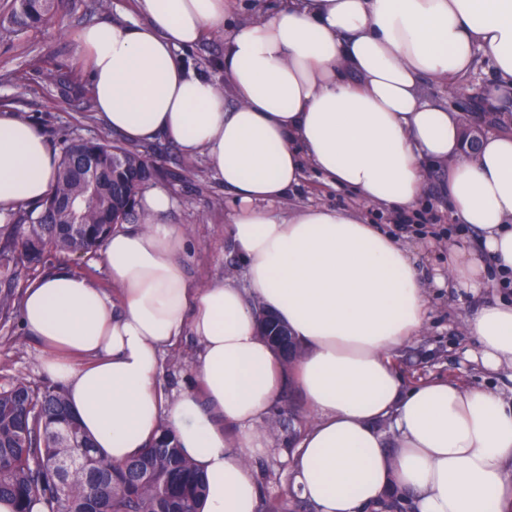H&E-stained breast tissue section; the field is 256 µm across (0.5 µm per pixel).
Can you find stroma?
I'll return each mask as SVG.
<instances>
[{
  "instance_id": "1",
  "label": "stroma",
  "mask_w": 512,
  "mask_h": 512,
  "mask_svg": "<svg viewBox=\"0 0 512 512\" xmlns=\"http://www.w3.org/2000/svg\"><path fill=\"white\" fill-rule=\"evenodd\" d=\"M106 6L93 10V0H68L61 13L62 24L38 30H14L5 24L11 0H0V110L17 113L37 124L55 151H62L73 139H109L113 132L97 118L94 104L83 108L71 107L57 97L45 80L46 70L64 66L87 81L88 76L76 55L74 33L84 25L131 16V0H105ZM224 54V37L216 34L204 40L197 48L182 52L181 60L196 73L223 81L224 74L216 63ZM486 81L484 71H477L469 79L441 84L426 81L427 93L438 96L456 109L464 123L474 121V105L481 99ZM147 148L165 176L163 185L178 198L176 208L169 214V223L181 227L193 246L187 265L188 276L205 283L226 275L241 277L235 268L232 247L226 235L230 222L232 195L208 172L203 159H194L190 170H183L184 158L178 148L164 140L148 143ZM447 179L442 172L428 175L426 207L434 217L433 223L420 224L403 231L401 240L412 248L419 267L426 277H433L445 268L450 244L475 240L473 231L458 232L457 224L448 211ZM321 203L339 208L355 206V198L346 191L324 184L322 177L307 172L300 187L289 195L282 206L291 213L307 204ZM67 262L73 269L89 275L100 285H108L104 265L95 255H45L42 261L23 274L19 287L40 277L54 264ZM512 296V289L485 288L472 295L454 288H432L428 291V323L417 342L401 350L396 364L405 386L444 377L473 388L494 391L507 400L512 399V369L499 372L485 371L477 359L479 344L467 329L465 314L477 302ZM196 353L193 342H185L178 349L166 353L159 370L158 381L168 389H177L192 379V359ZM42 351L23 332L18 316L0 319V387L15 377H25L38 386L47 385L41 369ZM311 419L306 400L296 386H288L260 426L269 436V443L252 460L265 500L277 501L279 512H292L296 501L291 491L288 457L292 451L286 435L290 428H306Z\"/></svg>"
}]
</instances>
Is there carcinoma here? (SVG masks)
<instances>
[{
    "instance_id": "1",
    "label": "carcinoma",
    "mask_w": 512,
    "mask_h": 512,
    "mask_svg": "<svg viewBox=\"0 0 512 512\" xmlns=\"http://www.w3.org/2000/svg\"><path fill=\"white\" fill-rule=\"evenodd\" d=\"M63 0H13L10 24L20 30L57 22ZM46 80L58 96L88 101L89 89L64 68L50 69ZM94 154L104 178L95 186L75 178L72 156ZM127 170L112 177V155ZM159 176L146 151L106 140H78L59 158L48 197L0 233V269L8 274L0 289V319L19 305L15 282L22 271L46 253L85 254L101 249L119 224L139 218L137 199L145 183ZM73 197L81 223H69L55 206ZM205 484L192 460L184 457L168 433L129 461L115 465L97 455L81 428L71 422L67 399L57 387H32L24 379L0 388V498L14 500L17 512H32L43 501L54 510L60 501L68 512H196Z\"/></svg>"
}]
</instances>
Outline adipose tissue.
Returning a JSON list of instances; mask_svg holds the SVG:
<instances>
[{
  "instance_id": "obj_1",
  "label": "adipose tissue",
  "mask_w": 512,
  "mask_h": 512,
  "mask_svg": "<svg viewBox=\"0 0 512 512\" xmlns=\"http://www.w3.org/2000/svg\"><path fill=\"white\" fill-rule=\"evenodd\" d=\"M136 0L137 15L79 30L98 117L127 143L157 139L203 158L233 196L227 227L243 271L189 280V243L171 193L143 194L137 224L102 246L110 288L69 265L25 289L20 324L45 353L98 455L121 464L173 432L206 483L197 512H257L250 461L258 424L286 383L313 416L290 459L292 490L316 512H363L404 489L414 512H512V402L433 380L404 389L394 356L427 322L412 251L362 212L280 205L306 170L370 206L418 209L447 167L448 206L477 246H452L437 287L478 292L512 275V134L465 151L464 125L423 82H456L488 62L484 105L512 96V0ZM224 35L225 85L180 52ZM58 156L31 121L0 111V216L41 201ZM286 324L293 363L257 333L256 308ZM487 369L512 368V301L467 315ZM198 345L193 379L158 382L161 357ZM392 419L387 443L377 422Z\"/></svg>"
}]
</instances>
